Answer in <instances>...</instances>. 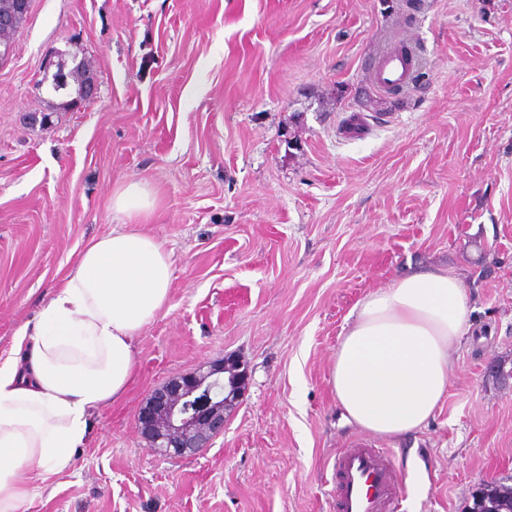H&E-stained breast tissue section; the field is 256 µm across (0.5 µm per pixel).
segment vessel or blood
Masks as SVG:
<instances>
[{"label":"vessel or blood","instance_id":"1","mask_svg":"<svg viewBox=\"0 0 512 512\" xmlns=\"http://www.w3.org/2000/svg\"><path fill=\"white\" fill-rule=\"evenodd\" d=\"M410 64L400 48L376 61L373 78L379 90L407 85ZM336 512H397L400 496L397 472L383 448L357 445L337 451L332 463Z\"/></svg>","mask_w":512,"mask_h":512}]
</instances>
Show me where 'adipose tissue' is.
Instances as JSON below:
<instances>
[{
	"instance_id": "obj_1",
	"label": "adipose tissue",
	"mask_w": 512,
	"mask_h": 512,
	"mask_svg": "<svg viewBox=\"0 0 512 512\" xmlns=\"http://www.w3.org/2000/svg\"><path fill=\"white\" fill-rule=\"evenodd\" d=\"M112 207L148 218L155 195L120 186ZM172 255L153 235L93 238L57 282L33 327L0 360V512H18L29 481L66 471L89 416L128 388L135 341L169 301ZM336 350L331 385L344 418L402 436L433 418L448 393L449 350L465 334L464 288L447 271H413L354 309Z\"/></svg>"
}]
</instances>
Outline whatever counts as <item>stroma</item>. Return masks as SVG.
Instances as JSON below:
<instances>
[{
  "label": "stroma",
  "mask_w": 512,
  "mask_h": 512,
  "mask_svg": "<svg viewBox=\"0 0 512 512\" xmlns=\"http://www.w3.org/2000/svg\"><path fill=\"white\" fill-rule=\"evenodd\" d=\"M32 0L0 63V358L112 195L158 198L168 303L134 379L96 410L69 471L19 512H332L337 450L389 449L403 512H463L512 479V0ZM400 41L419 78L380 109L371 72ZM88 60L80 106L46 60ZM466 289L448 395L424 427L367 434L330 374L354 308L410 271ZM233 355L242 401L210 448L157 455L137 416L170 377Z\"/></svg>",
  "instance_id": "stroma-1"
}]
</instances>
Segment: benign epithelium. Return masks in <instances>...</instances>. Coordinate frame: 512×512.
Segmentation results:
<instances>
[{"label":"benign epithelium","instance_id":"benign-epithelium-1","mask_svg":"<svg viewBox=\"0 0 512 512\" xmlns=\"http://www.w3.org/2000/svg\"><path fill=\"white\" fill-rule=\"evenodd\" d=\"M246 384L247 369L232 356L206 372L174 376L147 398L139 430L162 457L196 454L224 431V413L240 401Z\"/></svg>","mask_w":512,"mask_h":512}]
</instances>
